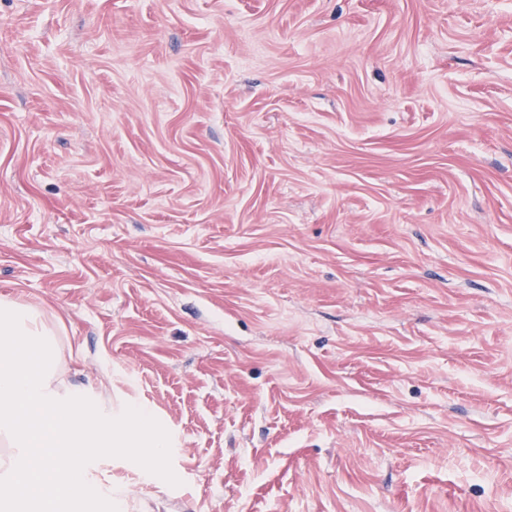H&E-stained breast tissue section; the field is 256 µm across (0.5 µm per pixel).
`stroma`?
Instances as JSON below:
<instances>
[{
	"instance_id": "stroma-1",
	"label": "stroma",
	"mask_w": 512,
	"mask_h": 512,
	"mask_svg": "<svg viewBox=\"0 0 512 512\" xmlns=\"http://www.w3.org/2000/svg\"><path fill=\"white\" fill-rule=\"evenodd\" d=\"M0 297L119 512H512V0H0Z\"/></svg>"
}]
</instances>
